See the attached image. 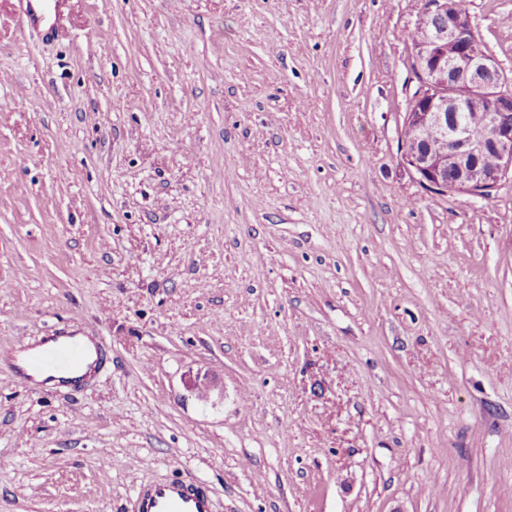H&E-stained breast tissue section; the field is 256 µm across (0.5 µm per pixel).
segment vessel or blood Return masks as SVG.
<instances>
[{"label":"vessel or blood","mask_w":512,"mask_h":512,"mask_svg":"<svg viewBox=\"0 0 512 512\" xmlns=\"http://www.w3.org/2000/svg\"><path fill=\"white\" fill-rule=\"evenodd\" d=\"M84 355L79 344L64 342L48 354L32 356L30 365L37 370L48 367L70 369L79 365ZM131 508L133 512H213V503L204 488L172 480L136 485Z\"/></svg>","instance_id":"obj_1"}]
</instances>
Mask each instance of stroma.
<instances>
[{
    "instance_id": "35a3bbf8",
    "label": "stroma",
    "mask_w": 512,
    "mask_h": 512,
    "mask_svg": "<svg viewBox=\"0 0 512 512\" xmlns=\"http://www.w3.org/2000/svg\"><path fill=\"white\" fill-rule=\"evenodd\" d=\"M420 0H0V512H512V181L400 162ZM512 77V0H465ZM81 334L65 388L15 363ZM211 374L223 393L203 399ZM134 487L133 512H213L211 497L201 486L172 480Z\"/></svg>"
}]
</instances>
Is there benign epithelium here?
<instances>
[{"label": "benign epithelium", "instance_id": "7a95c632", "mask_svg": "<svg viewBox=\"0 0 512 512\" xmlns=\"http://www.w3.org/2000/svg\"><path fill=\"white\" fill-rule=\"evenodd\" d=\"M415 29L410 69L417 88L402 120L412 138L400 141L401 162L427 192L489 199L512 181V79L476 47L458 0H421ZM473 116L483 122L481 136L471 131ZM427 131L434 139L420 152L413 144Z\"/></svg>", "mask_w": 512, "mask_h": 512}]
</instances>
